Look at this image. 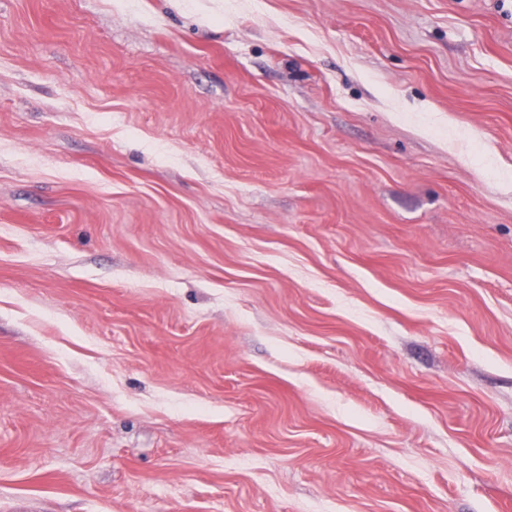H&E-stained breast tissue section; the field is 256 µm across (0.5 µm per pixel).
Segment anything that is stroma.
<instances>
[{
  "mask_svg": "<svg viewBox=\"0 0 512 512\" xmlns=\"http://www.w3.org/2000/svg\"><path fill=\"white\" fill-rule=\"evenodd\" d=\"M0 512H512V0H0Z\"/></svg>",
  "mask_w": 512,
  "mask_h": 512,
  "instance_id": "stroma-1",
  "label": "stroma"
}]
</instances>
